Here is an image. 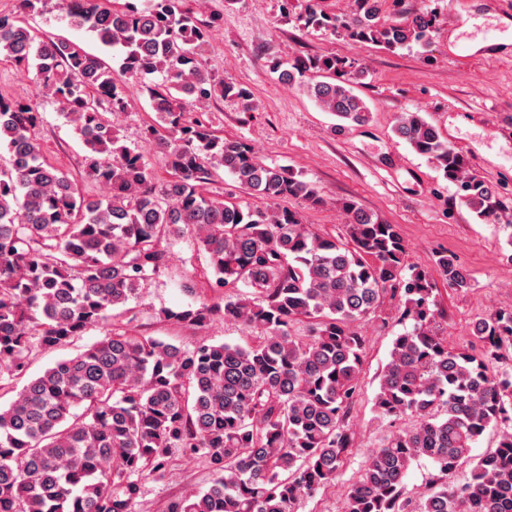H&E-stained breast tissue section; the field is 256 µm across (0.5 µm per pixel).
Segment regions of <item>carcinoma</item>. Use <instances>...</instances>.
Masks as SVG:
<instances>
[{"label":"carcinoma","mask_w":512,"mask_h":512,"mask_svg":"<svg viewBox=\"0 0 512 512\" xmlns=\"http://www.w3.org/2000/svg\"><path fill=\"white\" fill-rule=\"evenodd\" d=\"M148 2L140 10L59 0L72 28L120 51L124 75H161L149 88L156 120L145 137L169 169L162 181L112 129L108 114L125 111L128 95L109 60L25 22L52 0H16L14 15H0V58L33 73L42 95L66 114L86 148L85 174L101 190L84 194L44 159L36 103L0 97V391L14 393L0 406V512H132L142 482L164 479L176 452L204 458L212 478L172 499L167 512H295L336 479L354 448L348 419L365 356L355 324L388 294L400 298L412 327L392 341L374 407L411 425L368 455L345 512H512V373L492 372L512 360V305L472 325L479 348L450 347L432 331L442 313L437 281L405 265L396 225L346 200L343 243L286 206L251 209L205 196L203 185L222 168L252 195L322 202L316 186L266 165L246 141L186 119L184 94L246 107L252 93L205 68L203 48L219 17H199L186 0ZM381 2L352 0L350 12L328 14L307 0L299 20L390 51L430 43L435 14L382 23ZM270 70L288 81L327 75L305 83L319 106L357 125L369 120L349 86L363 71L347 59L308 56L289 68L276 60ZM395 133L480 220L512 211L420 112L401 113ZM186 230L207 254L209 282L233 294L158 317L197 330L234 322L251 333V344L203 340L186 349L108 330L16 389L33 347H65L107 325L113 311L131 313L129 302L167 265L162 241ZM436 265L449 288L471 287L455 255H439ZM498 425L496 447L471 455ZM422 459L439 477L414 497L405 478ZM466 461L468 476L448 482Z\"/></svg>","instance_id":"obj_1"}]
</instances>
